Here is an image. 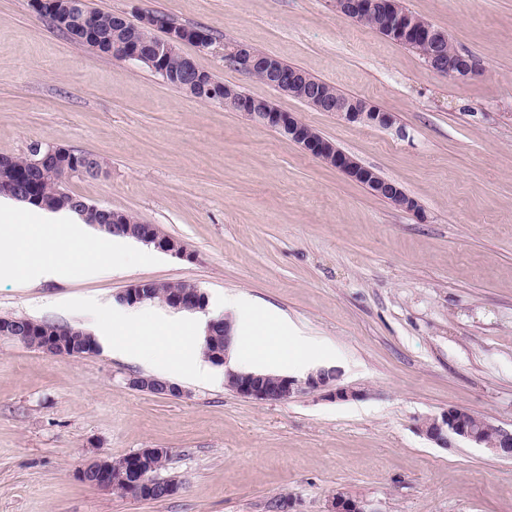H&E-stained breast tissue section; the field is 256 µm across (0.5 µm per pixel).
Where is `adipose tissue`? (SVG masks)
Returning a JSON list of instances; mask_svg holds the SVG:
<instances>
[{
  "instance_id": "obj_1",
  "label": "adipose tissue",
  "mask_w": 512,
  "mask_h": 512,
  "mask_svg": "<svg viewBox=\"0 0 512 512\" xmlns=\"http://www.w3.org/2000/svg\"><path fill=\"white\" fill-rule=\"evenodd\" d=\"M45 231L52 233L59 255L50 259H32L24 256L16 247L17 240L31 232L28 224L0 225V262L10 271L18 273L21 282L38 283L64 277L66 266L61 257L67 254L78 233L71 224H64L60 216L44 211ZM224 308L234 319V337L231 348V366L239 372H263L267 367H289L295 371L309 372L320 368L323 352L316 349L310 339L296 333L287 318L266 317L257 314L255 306L243 295L228 294L224 297ZM113 328L119 329L116 347L136 358H143L147 343L158 341L169 350L168 371L175 376H191L199 380L209 379L210 366L198 351L196 337L173 335L167 325L146 331L140 326L137 310L127 309L112 320Z\"/></svg>"
}]
</instances>
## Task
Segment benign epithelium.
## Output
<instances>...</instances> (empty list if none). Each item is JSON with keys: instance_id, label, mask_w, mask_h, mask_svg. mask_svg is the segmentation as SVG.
<instances>
[{"instance_id": "benign-epithelium-1", "label": "benign epithelium", "mask_w": 512, "mask_h": 512, "mask_svg": "<svg viewBox=\"0 0 512 512\" xmlns=\"http://www.w3.org/2000/svg\"><path fill=\"white\" fill-rule=\"evenodd\" d=\"M32 4L39 15L58 20L81 9L84 0H32ZM332 6L340 17L356 22L372 15L378 17L381 26L391 35L399 37L401 42L406 41V34L419 32L422 34L419 42L429 47L428 67L439 74L451 78H466L477 72V64L467 54H460L455 61H449L444 50L448 34L443 31L435 32L428 22L411 18L400 10L399 0H332ZM118 22L130 30V35L126 40L112 44V57L135 65L144 61L152 62L154 70L165 81L168 80L165 59L170 49L189 41L195 42L201 49L211 46V41L203 38L201 33L178 28L159 15H145L134 22L120 14ZM159 28L167 31V39L152 46L145 45L140 35L148 29ZM224 58L250 75L255 72L263 73L274 88L290 96L305 92L309 84L303 73L287 71L276 60L247 45L224 46ZM177 86L189 94L207 96L210 103L226 104L227 94L218 90L219 82L212 75L199 71L188 56L184 59ZM307 102L320 112L336 113L350 124L380 128H389L394 124L391 113L378 112L368 103L347 102L319 93L309 94ZM231 106L255 125L279 131L307 154L365 186L375 196L406 211L418 210L415 200L397 183L380 177L373 169L360 164L333 142L304 124L296 114L281 112L269 101L248 98L233 99ZM93 159V155L79 158L69 148L43 146L39 143L32 145L26 167L18 165L12 156L0 155V197L28 202L31 195L23 188V183L29 172L38 169L45 175L58 177L60 181L82 179L92 171L89 161ZM72 206L103 232H121L162 252L186 259L193 258V254L181 240L164 234L154 224L143 221L128 224L125 213L91 204L82 198L72 199ZM151 298L153 291L150 281L131 284L118 296L121 303L129 306L141 304ZM164 304L177 311L197 312L206 309L208 300L206 294L196 285L184 283L180 288L169 290ZM221 331L224 332L222 346L214 343V337ZM0 339L19 342L51 357L68 358L72 355L73 344L51 335V331L42 329L35 323L14 317H0ZM233 339V324L228 317L209 320L205 331L208 355L215 364L224 366L225 384L245 398L282 402L306 391L322 390L329 398L340 401L358 397L357 391L336 385L340 374V370L336 368H320L303 380L287 375L234 371L228 367ZM129 385L160 396L179 398L183 395L180 386L156 377H132ZM418 430L440 448L448 447L453 440L464 441L484 449L494 457L512 460V429L493 425L484 419L478 421L469 411L460 407L450 406L438 415L423 419ZM170 455L171 450L168 448H143L126 456L121 463L99 457L85 463L78 471V478L114 492L127 491L137 496L150 495L165 499L176 494L179 485L158 477L153 470L156 460ZM327 512L368 510L361 501L345 492H337L329 498Z\"/></svg>"}]
</instances>
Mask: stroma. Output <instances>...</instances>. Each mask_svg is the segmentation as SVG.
Listing matches in <instances>:
<instances>
[{"label":"stroma","mask_w":512,"mask_h":512,"mask_svg":"<svg viewBox=\"0 0 512 512\" xmlns=\"http://www.w3.org/2000/svg\"><path fill=\"white\" fill-rule=\"evenodd\" d=\"M470 54L465 80L341 18L329 0H88L130 19L162 14L206 30L196 66L295 112L337 147L399 183L413 214L370 195L276 131L166 84L148 68L89 52L0 0V155L42 143L103 163L66 181L90 203L134 214L193 259L133 240L103 244L117 276L22 284L0 275V316L98 334L138 281L191 283L224 314V294L278 310L326 350L358 398L306 392L258 402L224 380L182 397L133 389L163 377L102 347L54 358L0 340V512H326L343 491L367 512H512V461L420 434L451 406L512 426V0H403ZM245 44L390 112L388 128L318 112L236 69ZM168 448L174 496L146 502L82 483L95 457Z\"/></svg>","instance_id":"35a3bbf8"}]
</instances>
